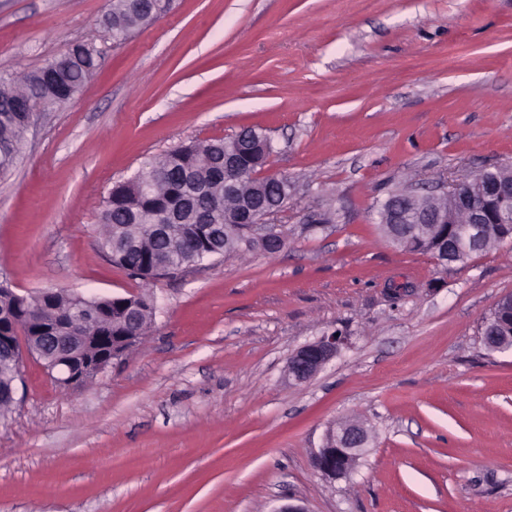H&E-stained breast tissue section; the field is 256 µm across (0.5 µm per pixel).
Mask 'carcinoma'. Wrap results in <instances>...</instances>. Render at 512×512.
Here are the masks:
<instances>
[{
    "mask_svg": "<svg viewBox=\"0 0 512 512\" xmlns=\"http://www.w3.org/2000/svg\"><path fill=\"white\" fill-rule=\"evenodd\" d=\"M158 20L141 11L138 0H112L103 17V25L112 41L126 39L133 28ZM105 62L104 51L92 43L76 42L66 53L46 61L43 66L17 79L0 76V107L9 100L14 89L26 87L29 97L49 110L57 100L77 94ZM0 169L12 165L24 148V135L17 124L1 119ZM253 146L240 170L224 173V147L232 139L211 140L179 145L154 158L133 177L117 182L104 201L101 215L100 248L112 254V264L142 279L174 277L186 268L215 256H231L260 251L275 254L286 244L282 224L269 225L270 234L262 241L248 231L246 224L224 223V212L241 205V198L256 187L257 173L272 149L268 138L250 130ZM230 175L245 191L236 196L224 193V176ZM147 178L157 189L151 195L140 190V179ZM291 190L288 177L268 180L255 205L288 208ZM165 224L171 233L158 237L155 226ZM42 312L59 323L83 320L102 327H112L114 336H144L151 328L155 310L151 295L134 296V306L112 305L110 318L97 320L90 306L79 305L71 295L54 290L52 294L29 298L18 306L21 315Z\"/></svg>",
    "mask_w": 512,
    "mask_h": 512,
    "instance_id": "cac0c4a2",
    "label": "carcinoma"
}]
</instances>
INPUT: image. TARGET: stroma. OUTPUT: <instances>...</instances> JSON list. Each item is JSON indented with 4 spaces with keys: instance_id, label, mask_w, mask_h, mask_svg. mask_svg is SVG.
<instances>
[{
    "instance_id": "1",
    "label": "stroma",
    "mask_w": 512,
    "mask_h": 512,
    "mask_svg": "<svg viewBox=\"0 0 512 512\" xmlns=\"http://www.w3.org/2000/svg\"><path fill=\"white\" fill-rule=\"evenodd\" d=\"M109 4L0 0L2 76L77 41L106 52L0 174V281L158 309L83 387L25 358L0 512H512V354L481 339L512 294V243L444 265L378 218L391 192L512 164V0H170L121 43ZM248 128L293 186L280 252L146 280L108 260L116 182ZM336 330L341 353L289 381V355ZM349 420L370 447L325 476L313 453Z\"/></svg>"
}]
</instances>
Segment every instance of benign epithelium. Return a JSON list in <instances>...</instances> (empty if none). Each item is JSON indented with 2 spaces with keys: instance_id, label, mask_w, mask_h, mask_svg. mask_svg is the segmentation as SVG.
I'll return each instance as SVG.
<instances>
[{
  "instance_id": "1",
  "label": "benign epithelium",
  "mask_w": 512,
  "mask_h": 512,
  "mask_svg": "<svg viewBox=\"0 0 512 512\" xmlns=\"http://www.w3.org/2000/svg\"><path fill=\"white\" fill-rule=\"evenodd\" d=\"M397 196L406 203L392 211L385 223L415 225L407 235L410 240L421 242L427 238L424 224L444 225V229L436 230L435 239L439 242L462 236L472 247L484 241L490 224L499 225L501 235H512L511 166L494 165L455 179L441 193L403 190ZM276 215L275 211L258 215L241 208L234 213L232 222L249 224L254 237L265 238L267 224ZM491 324L495 335L512 336V296L500 302ZM49 332L51 329L38 320L20 318L14 307L0 305V360L11 367V382L0 388V402H16L20 352L40 360L53 379L67 387L80 385L86 377L102 372L122 356L109 331L89 336L81 323L73 321L61 336H51ZM346 343L347 337L333 331L300 347L289 357L288 378L297 384L309 381ZM369 442L370 434L363 423L340 424L327 431L323 445L314 453V463L326 475H346L367 452Z\"/></svg>"
}]
</instances>
